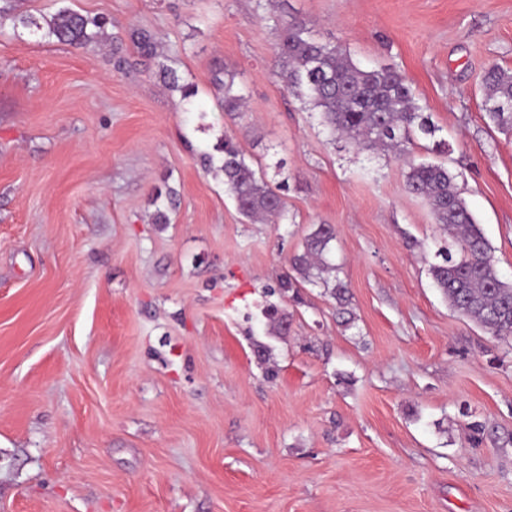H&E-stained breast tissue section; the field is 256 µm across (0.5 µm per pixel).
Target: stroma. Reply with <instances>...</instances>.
Masks as SVG:
<instances>
[{"mask_svg": "<svg viewBox=\"0 0 512 512\" xmlns=\"http://www.w3.org/2000/svg\"><path fill=\"white\" fill-rule=\"evenodd\" d=\"M120 48L26 32L59 5ZM0 16V512H512V346L454 312L430 264L453 243L404 163L332 139L274 77L258 0H11ZM366 68L405 75L438 128L414 159L458 175L512 281V133L481 77L512 71V0H286ZM150 31L160 55L127 41ZM127 63L116 69V56ZM173 68L198 89L197 129ZM235 72L247 104L215 108ZM234 138L288 219L248 224L197 151ZM448 142L450 153L433 149ZM169 221L152 223L156 191ZM355 317L307 285L266 337L265 290L312 225ZM268 338L266 377L251 338ZM349 376L341 383L339 374ZM496 436L474 442L470 425Z\"/></svg>", "mask_w": 512, "mask_h": 512, "instance_id": "obj_1", "label": "stroma"}]
</instances>
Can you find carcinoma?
<instances>
[{
    "instance_id": "carcinoma-1",
    "label": "carcinoma",
    "mask_w": 512,
    "mask_h": 512,
    "mask_svg": "<svg viewBox=\"0 0 512 512\" xmlns=\"http://www.w3.org/2000/svg\"><path fill=\"white\" fill-rule=\"evenodd\" d=\"M106 21L60 8L51 17L22 15L14 28L42 33V38L78 48L97 44L105 34ZM133 44L147 56L155 55L150 33L134 30ZM274 75L305 107L321 115L331 135L371 151L407 154V144L417 135L434 137L438 131L431 116L424 112L411 85L396 69H364L346 50L320 41L304 21H293L282 31L275 52ZM161 76L168 86L193 104L197 89L182 83L176 71L164 67ZM213 84L220 94L219 107L233 119L242 112L245 101L236 89L235 75H215ZM483 110L501 131L512 132V72L492 66L482 77ZM204 170L224 183L239 213L253 223L280 224L288 219L281 186L272 187L264 175L246 161L233 138L223 136L200 154ZM404 177L409 192L428 205L435 223L459 246V256L450 253L429 266L435 286L451 308L479 324L495 339L512 341V283L505 281L496 267L492 247L469 210L456 182L457 175L445 164L405 162ZM335 228L316 224L304 238V249L290 259L291 273L282 276L269 293H291L301 302L302 283L324 289L343 313H349L348 288L336 276V265L329 258ZM268 318L267 335L281 336L288 330V314L277 306L264 309ZM257 362L274 375L270 366L271 347L262 341L252 344Z\"/></svg>"
}]
</instances>
